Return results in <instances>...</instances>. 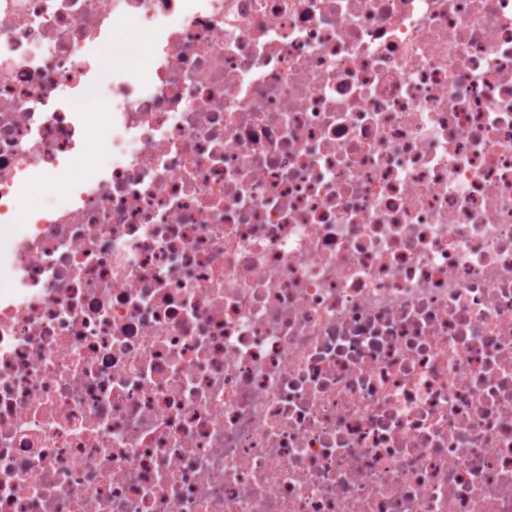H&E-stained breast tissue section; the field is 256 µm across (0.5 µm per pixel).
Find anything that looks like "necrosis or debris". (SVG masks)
I'll use <instances>...</instances> for the list:
<instances>
[{
    "mask_svg": "<svg viewBox=\"0 0 512 512\" xmlns=\"http://www.w3.org/2000/svg\"><path fill=\"white\" fill-rule=\"evenodd\" d=\"M0 277V512H512V0H0Z\"/></svg>",
    "mask_w": 512,
    "mask_h": 512,
    "instance_id": "obj_1",
    "label": "necrosis or debris"
}]
</instances>
